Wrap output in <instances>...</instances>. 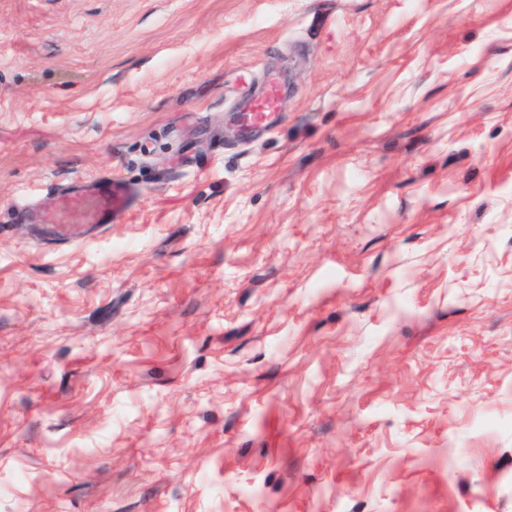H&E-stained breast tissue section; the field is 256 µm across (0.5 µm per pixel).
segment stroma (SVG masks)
Listing matches in <instances>:
<instances>
[{
    "mask_svg": "<svg viewBox=\"0 0 512 512\" xmlns=\"http://www.w3.org/2000/svg\"><path fill=\"white\" fill-rule=\"evenodd\" d=\"M105 177L120 222L26 218ZM1 483L512 512V0H0ZM277 106V90L273 83L259 96L252 107L246 111L245 124L253 125L262 122Z\"/></svg>",
    "mask_w": 512,
    "mask_h": 512,
    "instance_id": "1",
    "label": "stroma"
}]
</instances>
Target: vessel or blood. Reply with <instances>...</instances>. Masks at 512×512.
<instances>
[{
	"instance_id": "1",
	"label": "vessel or blood",
	"mask_w": 512,
	"mask_h": 512,
	"mask_svg": "<svg viewBox=\"0 0 512 512\" xmlns=\"http://www.w3.org/2000/svg\"><path fill=\"white\" fill-rule=\"evenodd\" d=\"M277 106V90L268 87L245 116L246 124L262 122ZM134 190L120 179L113 178L80 190L61 193L45 223L63 227L109 224L120 221L131 208Z\"/></svg>"
}]
</instances>
